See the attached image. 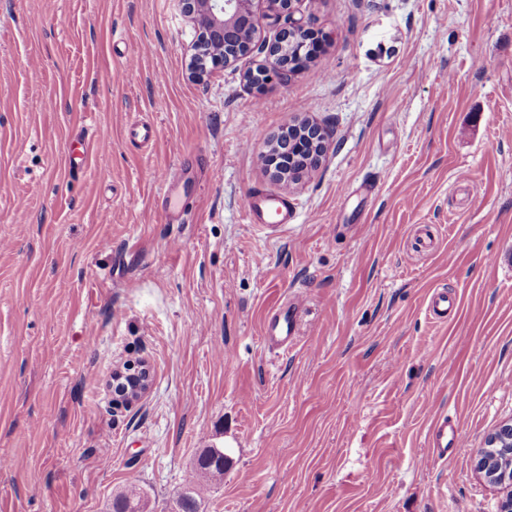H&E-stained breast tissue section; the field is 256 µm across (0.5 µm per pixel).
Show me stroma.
<instances>
[{"label":"stroma","mask_w":512,"mask_h":512,"mask_svg":"<svg viewBox=\"0 0 512 512\" xmlns=\"http://www.w3.org/2000/svg\"><path fill=\"white\" fill-rule=\"evenodd\" d=\"M295 16L322 51L260 94L258 53L191 78L181 0H0V512H170L204 448L203 512H498L474 453L512 420V0ZM304 120L328 150L286 184L263 158ZM440 412L463 455L430 448ZM251 219L258 224H289L293 215L282 199L264 194L252 196L247 202ZM299 312L291 303L276 308L267 319L265 339L272 345L288 344L295 335ZM126 377H140L139 383L134 387L133 389L129 384L123 379ZM149 383V373L145 370L144 373L141 374V370H136L133 372H129L126 375H116V381H113L112 387L113 389L120 384L119 387V393L115 395L117 396V403L123 402V401H129L133 398L138 397L140 394H142L148 387ZM125 386V388H123ZM135 504L138 507V510H134L131 505ZM147 506V503L144 499V495L136 490L131 489L126 492H121L114 497L112 501V511L113 512H144Z\"/></svg>","instance_id":"stroma-1"}]
</instances>
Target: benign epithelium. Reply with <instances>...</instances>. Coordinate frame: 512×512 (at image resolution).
Here are the masks:
<instances>
[{
    "label": "benign epithelium",
    "mask_w": 512,
    "mask_h": 512,
    "mask_svg": "<svg viewBox=\"0 0 512 512\" xmlns=\"http://www.w3.org/2000/svg\"><path fill=\"white\" fill-rule=\"evenodd\" d=\"M257 0H182L183 11L196 28L191 45L192 73L203 78L214 71L231 66L254 52L265 53L264 63L248 80L259 88L276 80L286 83L289 77L303 68L315 53L318 36L300 19L294 18L296 0H265L267 16L278 27L273 40L257 43L255 35L259 17ZM281 144L288 154H305L319 163L328 130L310 124L299 135L281 133ZM139 378L136 387L116 376L113 385L119 386L117 402L138 397L148 387L149 373L139 370L128 373ZM475 468L480 478L502 493L500 512H512V423L505 422L486 438L485 446L475 455Z\"/></svg>",
    "instance_id": "1"
}]
</instances>
